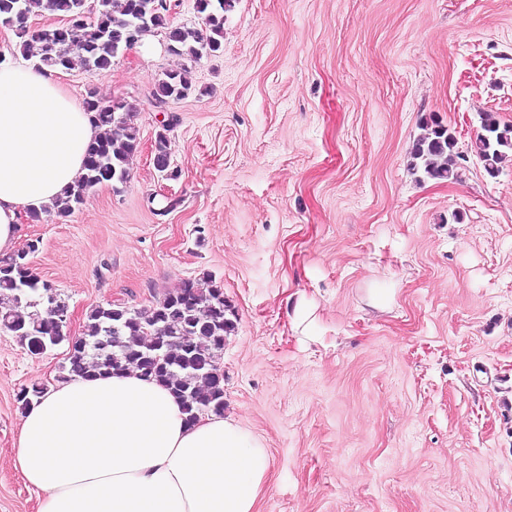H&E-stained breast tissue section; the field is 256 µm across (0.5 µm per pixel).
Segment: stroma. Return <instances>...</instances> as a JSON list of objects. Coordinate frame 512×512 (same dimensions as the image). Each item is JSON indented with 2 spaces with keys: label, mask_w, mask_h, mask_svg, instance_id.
Segmentation results:
<instances>
[{
  "label": "stroma",
  "mask_w": 512,
  "mask_h": 512,
  "mask_svg": "<svg viewBox=\"0 0 512 512\" xmlns=\"http://www.w3.org/2000/svg\"><path fill=\"white\" fill-rule=\"evenodd\" d=\"M183 67L189 93L156 106ZM56 79L126 100L140 134L126 183L20 216L72 336L92 306L212 277L237 317L224 411L271 457L258 512H512V162L492 176L474 152L479 113L512 126V0H237L221 53L190 61L159 31ZM434 119L460 179L410 170ZM67 352L0 330V512H37L16 395Z\"/></svg>",
  "instance_id": "stroma-1"
}]
</instances>
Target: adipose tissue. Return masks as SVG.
<instances>
[{
  "instance_id": "1",
  "label": "adipose tissue",
  "mask_w": 512,
  "mask_h": 512,
  "mask_svg": "<svg viewBox=\"0 0 512 512\" xmlns=\"http://www.w3.org/2000/svg\"><path fill=\"white\" fill-rule=\"evenodd\" d=\"M95 134L47 69L0 61V257L21 210L63 195ZM13 466L38 512H258L271 458L232 416L184 420L163 385L130 371L59 382L27 410Z\"/></svg>"
}]
</instances>
